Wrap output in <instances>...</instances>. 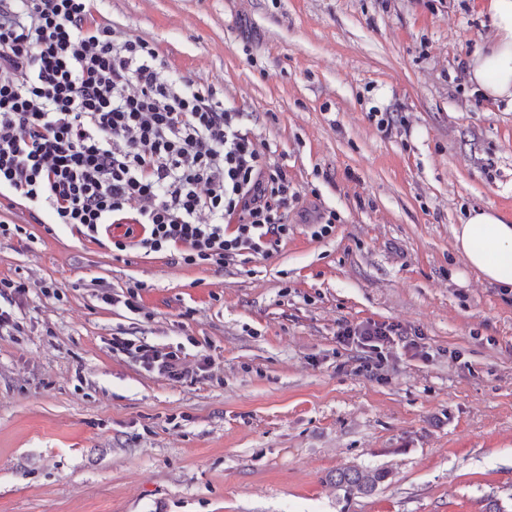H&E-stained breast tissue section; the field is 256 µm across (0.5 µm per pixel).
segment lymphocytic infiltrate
Listing matches in <instances>:
<instances>
[{"label": "lymphocytic infiltrate", "mask_w": 512, "mask_h": 512, "mask_svg": "<svg viewBox=\"0 0 512 512\" xmlns=\"http://www.w3.org/2000/svg\"><path fill=\"white\" fill-rule=\"evenodd\" d=\"M149 41L118 31L97 0H0V201L46 207L115 259L163 253L174 265L224 268L266 259L293 232L300 194L212 87L178 85ZM342 342L380 362L420 334L401 324L342 323ZM112 352L171 381L181 348L116 336Z\"/></svg>", "instance_id": "obj_1"}]
</instances>
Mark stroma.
<instances>
[{"mask_svg": "<svg viewBox=\"0 0 512 512\" xmlns=\"http://www.w3.org/2000/svg\"><path fill=\"white\" fill-rule=\"evenodd\" d=\"M180 83L212 86L299 191L294 233L250 267L114 260L109 238L6 220L0 512H512V300L464 265L471 209L512 215V101L457 70L488 44L478 0H100ZM397 111L392 133L371 115ZM336 211L335 233L306 217ZM146 285L135 314L101 289ZM52 293H41L42 284ZM419 330L376 374L340 323ZM208 356L173 382L112 336ZM378 468L367 495L338 469ZM28 292L29 286L26 282L12 278L0 279V298L5 299L10 306L19 307Z\"/></svg>", "mask_w": 512, "mask_h": 512, "instance_id": "obj_1", "label": "stroma"}]
</instances>
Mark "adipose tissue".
I'll list each match as a JSON object with an SVG mask.
<instances>
[{
    "label": "adipose tissue",
    "mask_w": 512,
    "mask_h": 512,
    "mask_svg": "<svg viewBox=\"0 0 512 512\" xmlns=\"http://www.w3.org/2000/svg\"><path fill=\"white\" fill-rule=\"evenodd\" d=\"M482 10L494 39L467 61L468 80L485 98L512 100V0H483ZM453 234L469 268L488 284L512 290V218L492 208L477 209Z\"/></svg>",
    "instance_id": "ef3b65f1"
}]
</instances>
